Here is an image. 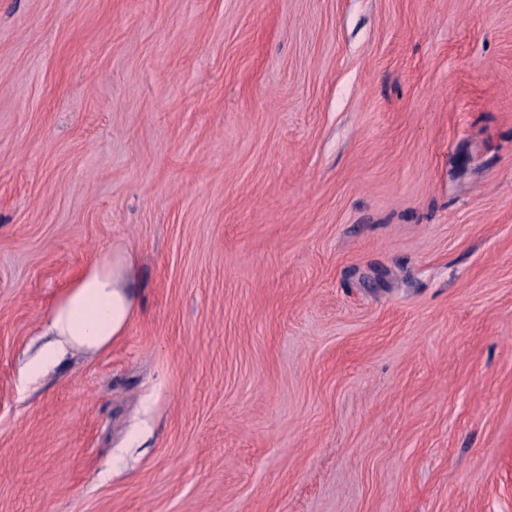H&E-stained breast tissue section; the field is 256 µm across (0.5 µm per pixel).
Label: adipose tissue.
<instances>
[{
  "label": "adipose tissue",
  "instance_id": "1",
  "mask_svg": "<svg viewBox=\"0 0 512 512\" xmlns=\"http://www.w3.org/2000/svg\"><path fill=\"white\" fill-rule=\"evenodd\" d=\"M134 258L130 250L109 249L89 262L51 307L39 357L28 365L38 377L70 351L98 352L126 331L136 308Z\"/></svg>",
  "mask_w": 512,
  "mask_h": 512
}]
</instances>
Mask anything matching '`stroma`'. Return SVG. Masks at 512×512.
<instances>
[{
  "mask_svg": "<svg viewBox=\"0 0 512 512\" xmlns=\"http://www.w3.org/2000/svg\"><path fill=\"white\" fill-rule=\"evenodd\" d=\"M0 512H512V0H0ZM133 268L130 250L112 246L83 268L49 311L45 336L51 338L28 365L30 378L70 351L96 353L123 336L136 308Z\"/></svg>",
  "mask_w": 512,
  "mask_h": 512,
  "instance_id": "1",
  "label": "stroma"
}]
</instances>
